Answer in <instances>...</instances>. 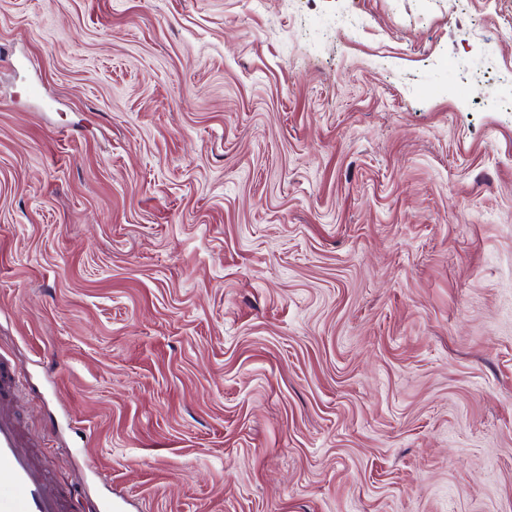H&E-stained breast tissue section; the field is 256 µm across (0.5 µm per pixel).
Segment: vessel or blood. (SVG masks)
Returning a JSON list of instances; mask_svg holds the SVG:
<instances>
[{
  "mask_svg": "<svg viewBox=\"0 0 512 512\" xmlns=\"http://www.w3.org/2000/svg\"><path fill=\"white\" fill-rule=\"evenodd\" d=\"M19 377L0 355V512H75L74 499L44 466L13 405Z\"/></svg>",
  "mask_w": 512,
  "mask_h": 512,
  "instance_id": "obj_1",
  "label": "vessel or blood"
}]
</instances>
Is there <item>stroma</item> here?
Masks as SVG:
<instances>
[{
  "label": "stroma",
  "instance_id": "1",
  "mask_svg": "<svg viewBox=\"0 0 512 512\" xmlns=\"http://www.w3.org/2000/svg\"><path fill=\"white\" fill-rule=\"evenodd\" d=\"M0 351L76 512H512V0H0Z\"/></svg>",
  "mask_w": 512,
  "mask_h": 512
}]
</instances>
